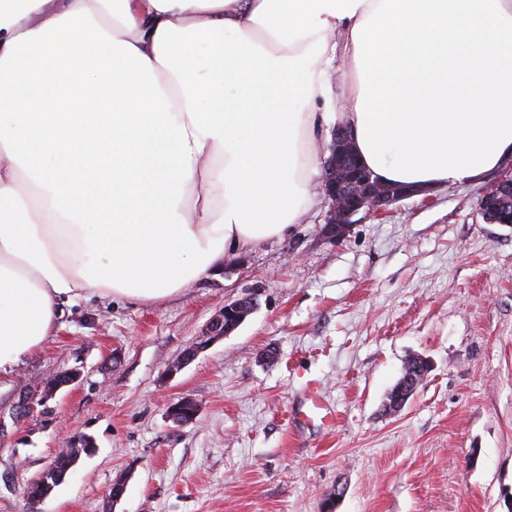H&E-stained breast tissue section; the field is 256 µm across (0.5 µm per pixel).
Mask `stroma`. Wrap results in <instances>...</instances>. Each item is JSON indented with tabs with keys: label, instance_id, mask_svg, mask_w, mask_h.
I'll use <instances>...</instances> for the list:
<instances>
[{
	"label": "stroma",
	"instance_id": "1",
	"mask_svg": "<svg viewBox=\"0 0 512 512\" xmlns=\"http://www.w3.org/2000/svg\"><path fill=\"white\" fill-rule=\"evenodd\" d=\"M496 178L358 214L336 243L318 195L287 234L164 301L66 308L0 386V512H29L24 485L87 440L40 512H512V226L478 206ZM249 293L258 309L167 376ZM413 355L431 370L385 414ZM70 368L78 384L19 414ZM183 396L199 411L178 426ZM314 398L331 428L306 420ZM197 411V404L194 400L189 397H182L170 405L168 415L174 423L186 424L195 418Z\"/></svg>",
	"mask_w": 512,
	"mask_h": 512
}]
</instances>
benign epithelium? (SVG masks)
<instances>
[{"mask_svg": "<svg viewBox=\"0 0 512 512\" xmlns=\"http://www.w3.org/2000/svg\"><path fill=\"white\" fill-rule=\"evenodd\" d=\"M322 191L328 204L325 222L321 227L324 238L339 241L349 231L352 218L362 211L379 212L390 204L418 193L407 186L380 182L358 160L350 133L343 126L335 128L330 145V155L323 165ZM479 210L490 224L512 225V167L503 172L479 201ZM257 298L247 295L224 303V308L212 318L207 329V339L214 340L230 335L257 308ZM205 345L198 344L188 349L180 360L167 370L175 375L190 363ZM82 373L78 369L64 371L46 383L39 402L52 399L64 386L76 384ZM197 414V404L183 397L170 405L169 418L177 424L192 421ZM58 459H53L38 476L39 492L32 496L35 505H40L59 486L66 474L59 473Z\"/></svg>", "mask_w": 512, "mask_h": 512, "instance_id": "benign-epithelium-1", "label": "benign epithelium"}]
</instances>
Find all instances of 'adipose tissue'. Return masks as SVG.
I'll return each mask as SVG.
<instances>
[{
    "mask_svg": "<svg viewBox=\"0 0 512 512\" xmlns=\"http://www.w3.org/2000/svg\"><path fill=\"white\" fill-rule=\"evenodd\" d=\"M336 118L386 183L512 158V0H0V381L299 223Z\"/></svg>",
    "mask_w": 512,
    "mask_h": 512,
    "instance_id": "obj_1",
    "label": "adipose tissue"
}]
</instances>
